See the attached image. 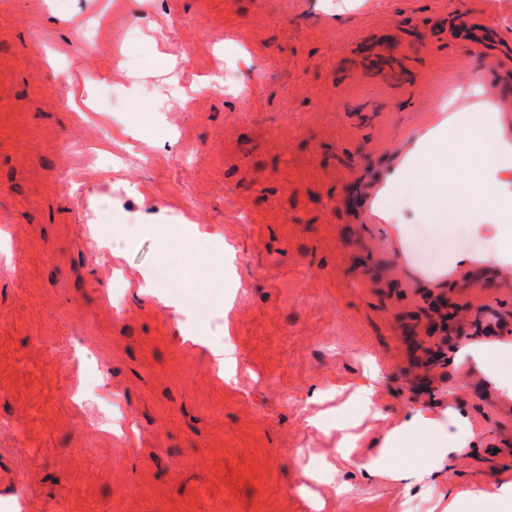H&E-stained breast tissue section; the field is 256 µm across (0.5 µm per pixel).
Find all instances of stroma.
<instances>
[{"mask_svg": "<svg viewBox=\"0 0 512 512\" xmlns=\"http://www.w3.org/2000/svg\"><path fill=\"white\" fill-rule=\"evenodd\" d=\"M473 87L512 132V0H0V496L21 490L22 512L511 496L512 395L478 354L512 367V255L473 224L494 248L426 269L409 238L455 230L406 164ZM193 236L207 264L140 293ZM417 410L427 447L457 415L476 434L452 482L364 476ZM204 346L208 348L214 364L217 365L220 370H223L224 380H230L233 373H228V368L236 363L234 349L230 345L210 341H205Z\"/></svg>", "mask_w": 512, "mask_h": 512, "instance_id": "obj_1", "label": "stroma"}]
</instances>
